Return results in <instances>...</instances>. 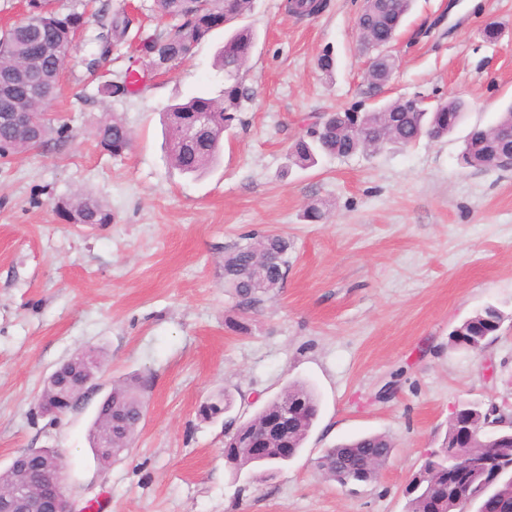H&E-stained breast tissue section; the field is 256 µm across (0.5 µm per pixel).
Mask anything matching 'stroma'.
I'll use <instances>...</instances> for the list:
<instances>
[{"mask_svg":"<svg viewBox=\"0 0 512 512\" xmlns=\"http://www.w3.org/2000/svg\"><path fill=\"white\" fill-rule=\"evenodd\" d=\"M287 0H254L256 33L242 80L241 121L224 132L219 162L192 177L165 146L164 109L220 98L215 67L226 30L123 100L98 88L135 64L137 40L101 57L88 21L65 66L51 127L68 135L0 164V470L18 455L56 449L77 507L106 512H406L404 489L440 448L452 407L512 408V168L462 159L473 126L512 104V0H413L383 100L451 97L467 110L448 137L374 154L295 166L303 119L371 105L355 18L361 0H329L297 19ZM501 35L487 41L483 29ZM331 50L332 75L317 58ZM117 117L132 134L120 155L94 131ZM81 193L111 210L106 226L71 224L57 201ZM324 212L310 222V205ZM292 242L282 288L239 312L224 290V254L252 235ZM508 315L474 354L448 335L485 304ZM106 360L103 391L149 377L144 419L110 465L94 459L97 400L61 418L37 403L46 378L76 352ZM318 399L303 448L263 479L224 459V422L200 405L230 394L250 418L289 383ZM384 434L394 452L379 479L351 491L316 467L325 448Z\"/></svg>","mask_w":512,"mask_h":512,"instance_id":"35a3bbf8","label":"stroma"}]
</instances>
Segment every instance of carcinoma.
Segmentation results:
<instances>
[{
    "label": "carcinoma",
    "instance_id": "cac0c4a2",
    "mask_svg": "<svg viewBox=\"0 0 512 512\" xmlns=\"http://www.w3.org/2000/svg\"><path fill=\"white\" fill-rule=\"evenodd\" d=\"M412 0H372L366 7L368 26L362 47L375 50L391 43L411 8ZM297 15L308 16L326 7L324 0H295ZM252 0H154V11L173 21L170 31L140 39L139 59L142 70H159L173 60H181L205 42L213 25L225 20L232 24L248 14ZM29 21L10 27L0 34V80L9 82V93H0V112L24 104L32 112L40 109L41 99L53 94L63 71L67 52L72 50L78 32L87 23L84 13H61L49 7V0H29ZM97 40L101 54L108 55L127 42L132 19L124 11L96 14ZM255 42V32L248 25L238 26L224 40L219 65L224 71V92L220 99L194 97L176 103L163 112L168 152L181 172L201 175L219 159L224 129L239 119L247 89L240 80ZM395 67V59L386 56L380 67L367 74L371 88L386 83ZM136 74L130 69L113 74L99 92L121 100L136 92ZM466 105L453 97L438 109L423 110L398 98L378 106L321 113L306 124L294 141L290 157L294 165L308 168L324 156L350 157L374 151L385 145L409 146L423 136L441 138L458 125ZM210 114V134L191 145L181 141L182 129L196 113ZM52 129L42 123L17 135L0 126V145L10 155L32 147H41ZM98 145L119 155L130 146L131 134L119 119L106 120L96 128ZM512 156V104L496 123L488 128L474 127L464 141V162L480 170L504 167ZM66 221L74 224H110L112 212L91 198L65 199L56 204ZM288 238L266 234L224 253V288L243 313L257 308L263 300L280 289L288 275ZM505 315L496 305L487 304L455 326L450 344L472 353L483 351L495 341ZM149 380L137 378L112 387V401L97 411L92 426H112V451L93 449L97 461L106 466L133 441L144 415L142 394ZM233 400L228 394L202 405L204 420L219 418L230 411ZM298 404L297 422L288 435V447L300 451L318 414L314 393L300 382H292L282 394L264 403L250 418L233 425L231 433L251 435L279 409ZM486 407L477 403L463 406L448 421L442 448L433 451L408 481L404 493L407 512H480L481 503L492 500L497 512H512V441L491 442L485 437ZM392 440L382 434L362 436L327 448L318 460L322 475L341 486L368 485L379 479L391 458ZM224 459L236 470L245 467L275 471L284 465L279 448L271 444L265 461L257 462L240 448H224ZM466 493L458 503V492Z\"/></svg>",
    "mask_w": 512,
    "mask_h": 512
}]
</instances>
